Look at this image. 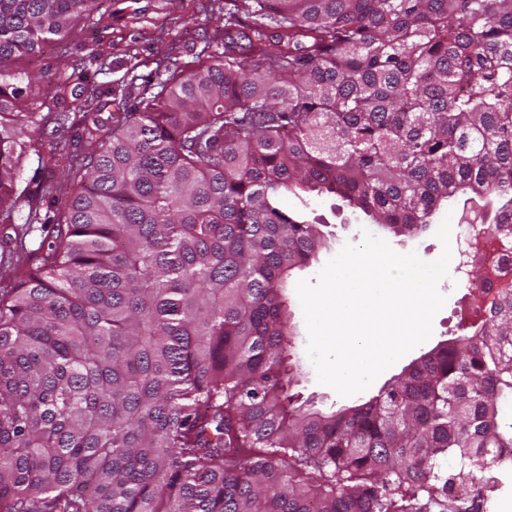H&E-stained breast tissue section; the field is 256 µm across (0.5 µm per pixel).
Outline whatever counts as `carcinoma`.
<instances>
[{"instance_id": "1", "label": "carcinoma", "mask_w": 512, "mask_h": 512, "mask_svg": "<svg viewBox=\"0 0 512 512\" xmlns=\"http://www.w3.org/2000/svg\"><path fill=\"white\" fill-rule=\"evenodd\" d=\"M105 0H0V224L56 225L0 290V512H478L512 471V291L377 395L292 393L284 291L329 195L411 235L512 224V0H226L135 108L84 124L57 213L18 55ZM34 153L31 178L20 158Z\"/></svg>"}]
</instances>
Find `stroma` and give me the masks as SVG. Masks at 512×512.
Returning <instances> with one entry per match:
<instances>
[{
	"mask_svg": "<svg viewBox=\"0 0 512 512\" xmlns=\"http://www.w3.org/2000/svg\"><path fill=\"white\" fill-rule=\"evenodd\" d=\"M110 14L101 24L86 19H75L68 37L45 47L41 54L16 57L12 68L18 75L44 72L42 81L26 88L23 105L41 102L42 91L57 77L77 74L80 83L68 82L60 98L51 103L54 112L76 113L80 110V91L88 89L100 102H108L111 94L129 90L138 95V87H124L122 79L131 57H138L136 70L141 81H149L160 62L177 58L187 62L202 48L205 38L212 36L224 25V0H111ZM283 203L291 209L305 208L310 216L323 218L327 227L328 245L310 265L292 272L286 304L290 321L296 333L288 350L289 361L300 370L296 387L302 399L315 408L331 411L376 395L388 382L397 377L415 359L434 348L440 341L449 340L462 332L459 312L465 304V291L458 288L457 273H450L439 284L446 297L444 307L433 320V334L394 365L385 370L366 391L349 397L339 396L332 388L318 382L316 371L307 355L308 333L304 314L295 287L300 280L312 279L326 263L335 257L345 244H360L364 232L385 239L398 252H417L426 261L436 260L442 253L436 238V225H429L420 233L395 235L369 221L344 205H333L331 199L311 197L300 201L286 195Z\"/></svg>",
	"mask_w": 512,
	"mask_h": 512,
	"instance_id": "stroma-1",
	"label": "stroma"
}]
</instances>
